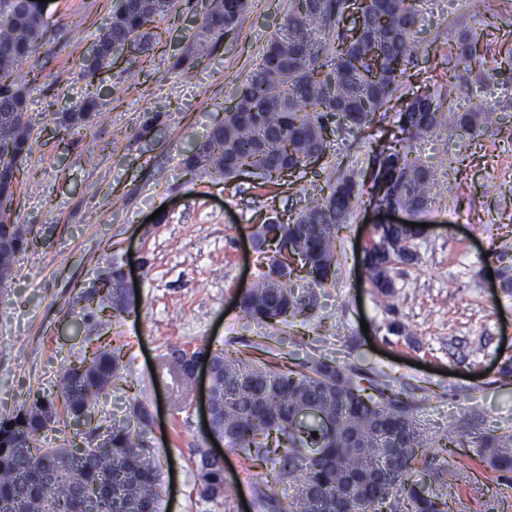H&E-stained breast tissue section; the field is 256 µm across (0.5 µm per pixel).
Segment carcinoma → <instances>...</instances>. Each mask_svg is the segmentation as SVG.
Listing matches in <instances>:
<instances>
[{"label": "carcinoma", "instance_id": "cac0c4a2", "mask_svg": "<svg viewBox=\"0 0 512 512\" xmlns=\"http://www.w3.org/2000/svg\"><path fill=\"white\" fill-rule=\"evenodd\" d=\"M251 0H209L196 31L176 61L189 70L207 58L212 43L238 27ZM420 0H366L359 22L346 24L347 0H289L288 15L263 53L261 63L225 108L224 121L182 155L192 174L219 175L228 181L244 172L277 185L310 159L321 161L340 131L360 132L377 115L392 110L403 78L418 51ZM178 0H118L97 38L98 49L82 63L94 79L112 64L114 53L136 44L143 53L160 42L155 24L177 13ZM0 282L12 276L15 255L33 251L39 231L10 222L17 189L26 172L18 162L33 149L27 113L28 80L17 66L29 58L43 34V17L24 0H0ZM457 55L476 60L474 39L456 38ZM447 94L429 89L403 97L402 132L410 142L434 135L450 121L465 131L486 130L492 112L443 111ZM99 112L96 97L57 113L58 134L87 126ZM371 190L386 193L417 215L432 202L433 174L414 150L383 149ZM355 175L340 173L329 191L288 221L261 224L253 232L259 252H273L267 270L240 295L243 316L257 324L291 326L312 316L317 296L294 288L303 277L321 286L336 277L337 240L358 202ZM376 243L366 250L368 281L379 296L394 294L395 263L417 260V227L378 224ZM121 266L114 263L101 279L82 291L86 345L81 358L61 365L51 395H34L7 418H0V512H156L159 476L144 438L150 414L140 403L130 415L107 426L110 445H94L95 430H73L67 445L46 448L42 436L60 425L72 426L93 404L124 379V347L101 336L135 308L121 288ZM209 356L215 387L211 431L224 438L253 467L273 463V476L254 484L257 512H379L392 484L405 493L408 512H451L448 468L430 476L435 490L421 492L413 466L428 448H451L452 435L431 439L414 416V406L388 383L320 357L280 367L245 357L240 351L207 345L188 351L168 348L159 371L170 381L172 408L190 404L195 356ZM311 408L315 415L296 421ZM89 445H83V440ZM207 440L195 448L197 489L201 498L227 502L235 489L224 478L223 461L210 456ZM489 464L512 473V436L485 440ZM294 482L296 493L284 500L277 485Z\"/></svg>", "mask_w": 512, "mask_h": 512}]
</instances>
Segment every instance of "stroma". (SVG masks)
<instances>
[{
  "label": "stroma",
  "instance_id": "obj_1",
  "mask_svg": "<svg viewBox=\"0 0 512 512\" xmlns=\"http://www.w3.org/2000/svg\"><path fill=\"white\" fill-rule=\"evenodd\" d=\"M289 0H251L239 27L190 71L176 68L196 20L192 0L161 20L148 56L130 50L94 81L81 74L89 45L109 11L104 0H41L46 25L36 52L17 69L34 71L28 90L33 150L23 159L28 179L12 219L40 228L37 251L16 255L14 276L0 283V418L30 395L50 392L64 360L82 340L73 316L82 287L109 265L133 264L140 297L107 329L129 362L125 383L91 410L106 428L131 403L148 407L147 439L163 493L157 512H246L258 473L238 452H225L224 476L236 488L230 503L207 501L196 486L193 450L202 442L201 409L176 412L158 362L177 343L240 350L293 365L311 356L388 381L412 402L428 437L462 434L447 456L454 474L453 512H512V473L483 461L486 437L512 434V0H422L419 54L406 90L444 88L455 112L496 113L497 125L466 133L444 128L414 151L434 174V200L422 215L419 260L391 271L395 293L381 298L363 265L374 207L366 174L376 149L399 134L387 112L364 132L335 134L315 168L274 188L254 174L225 185L222 177L187 173L182 151L224 118L236 89L258 66ZM476 41L479 70L456 55L455 36ZM100 112L86 128L59 139L56 109L87 95ZM360 183V202L337 242L336 278L316 287L313 317L286 330L247 321L237 296L255 280L264 258L252 232L274 214H296L328 190L338 173ZM164 210L166 220L150 217ZM402 334H393L391 324Z\"/></svg>",
  "mask_w": 512,
  "mask_h": 512
}]
</instances>
